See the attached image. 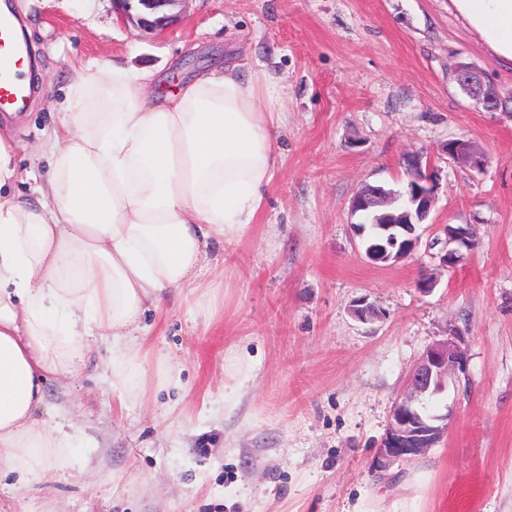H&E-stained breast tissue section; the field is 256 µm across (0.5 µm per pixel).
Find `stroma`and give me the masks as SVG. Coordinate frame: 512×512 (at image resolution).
<instances>
[{
    "instance_id": "stroma-1",
    "label": "stroma",
    "mask_w": 512,
    "mask_h": 512,
    "mask_svg": "<svg viewBox=\"0 0 512 512\" xmlns=\"http://www.w3.org/2000/svg\"><path fill=\"white\" fill-rule=\"evenodd\" d=\"M36 95L0 118L14 161L51 128L69 66L107 59L163 83L219 62L264 63L284 114L280 162L257 222L224 249L207 287L145 312L147 359L112 385V339L96 337L72 382L45 384L44 415L69 435L50 480L0 490V512H512V112H488L451 77L481 71L512 96V68L449 0H185L164 31L124 23L112 0H12ZM484 153L483 170L446 143ZM440 174L428 223L401 262L369 261L351 200L402 188L406 156ZM472 225L456 268L448 227ZM437 281L428 294L418 280ZM367 300L380 321H358ZM460 339L459 385L434 396L448 431L425 455L376 467L412 367Z\"/></svg>"
}]
</instances>
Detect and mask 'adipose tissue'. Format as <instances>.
I'll return each instance as SVG.
<instances>
[{
  "mask_svg": "<svg viewBox=\"0 0 512 512\" xmlns=\"http://www.w3.org/2000/svg\"><path fill=\"white\" fill-rule=\"evenodd\" d=\"M512 66V0H450ZM150 70L109 61L73 67L59 123L18 172L0 138V477L47 481L68 435L39 417L44 385L87 366L112 339V383L143 360L140 321L166 293L199 288L210 250L238 239L263 209L276 166L274 79L214 66L159 92ZM33 184L36 202L4 193Z\"/></svg>",
  "mask_w": 512,
  "mask_h": 512,
  "instance_id": "obj_1",
  "label": "adipose tissue"
}]
</instances>
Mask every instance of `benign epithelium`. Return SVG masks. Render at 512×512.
Returning a JSON list of instances; mask_svg holds the SVG:
<instances>
[{"label": "benign epithelium", "instance_id": "7a95c632", "mask_svg": "<svg viewBox=\"0 0 512 512\" xmlns=\"http://www.w3.org/2000/svg\"><path fill=\"white\" fill-rule=\"evenodd\" d=\"M124 18L142 30H157L173 24L176 8L183 0H113ZM457 82L462 91L476 105L491 112L498 110L500 96L496 88L475 68L463 65L458 70ZM447 153L476 170L484 165L483 155L463 141L447 146ZM411 179L404 190H394L382 184H364L351 201V211L376 216L382 230L388 234V244H371L365 256L373 263L400 262L410 257L416 240L410 237L414 226L423 223L436 201L440 183L438 169L422 156L407 159ZM448 241L454 247L439 256L446 268L457 266L463 259L461 249H472L471 227L467 224L449 229ZM466 357L456 337L432 344L412 368L407 379V391L395 403L390 427L383 448L379 450L377 465L388 467L393 461L426 454L436 446L448 429V416L424 415L416 402L429 393H438L449 382H458V373L464 372Z\"/></svg>", "mask_w": 512, "mask_h": 512}]
</instances>
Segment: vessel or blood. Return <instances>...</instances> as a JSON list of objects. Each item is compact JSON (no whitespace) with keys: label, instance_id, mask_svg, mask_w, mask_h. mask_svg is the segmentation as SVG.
<instances>
[{"label":"vessel or blood","instance_id":"vessel-or-blood-1","mask_svg":"<svg viewBox=\"0 0 512 512\" xmlns=\"http://www.w3.org/2000/svg\"><path fill=\"white\" fill-rule=\"evenodd\" d=\"M26 56L14 16L10 9L0 8V111L23 102L30 93L23 71Z\"/></svg>","mask_w":512,"mask_h":512}]
</instances>
